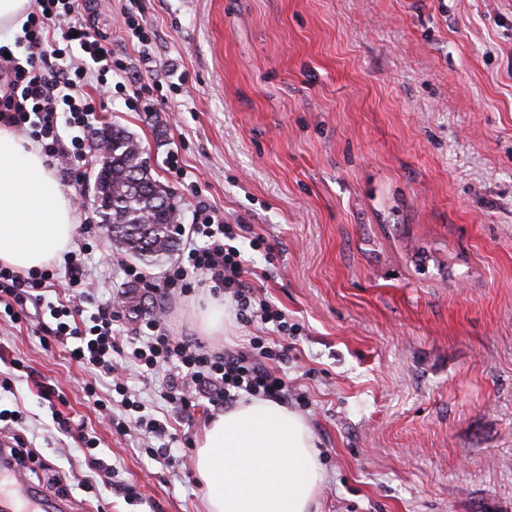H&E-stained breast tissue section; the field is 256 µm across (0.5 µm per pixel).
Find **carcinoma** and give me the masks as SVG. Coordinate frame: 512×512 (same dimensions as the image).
Instances as JSON below:
<instances>
[{
    "instance_id": "carcinoma-1",
    "label": "carcinoma",
    "mask_w": 512,
    "mask_h": 512,
    "mask_svg": "<svg viewBox=\"0 0 512 512\" xmlns=\"http://www.w3.org/2000/svg\"><path fill=\"white\" fill-rule=\"evenodd\" d=\"M109 163L93 170L94 202L101 224L120 251L145 264L158 263L179 246L181 224L170 193L151 175L134 135L119 125L95 132Z\"/></svg>"
}]
</instances>
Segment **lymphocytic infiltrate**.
<instances>
[{
  "mask_svg": "<svg viewBox=\"0 0 512 512\" xmlns=\"http://www.w3.org/2000/svg\"><path fill=\"white\" fill-rule=\"evenodd\" d=\"M81 7L82 0H34L23 26L24 61L11 58L0 67V124L27 133L48 158L73 163L84 158V140L75 136L64 141L61 128L89 126L96 105L88 86H105L108 77L119 79L125 72L123 64L102 47L98 34L80 21ZM51 27L63 28L65 46L46 37ZM193 231L202 242L189 249L185 263L171 269L161 295L188 292L187 279L194 273L202 283L230 294L239 311L251 312L261 324L287 333L282 312L255 294L247 282L246 260L231 244L237 236L233 227L202 205L196 211ZM65 270L70 296L66 304L50 310L56 322L52 339L61 344L76 340L77 361L112 373V354L120 341L113 330L115 316L105 304L98 306L89 325H79L80 307L88 296L80 253L66 254ZM56 274L51 266L23 274L1 265L0 306L10 312L18 305L40 304ZM146 327L148 332L140 346L133 348L131 359L150 375L161 365H171L166 392L184 417H192L202 396L215 407L237 401L242 392L255 399L287 402L288 384L275 369L288 359L287 344L272 348L256 338L249 350L226 353L192 338L175 340L156 317L148 319Z\"/></svg>",
  "mask_w": 512,
  "mask_h": 512,
  "instance_id": "f902f5d3",
  "label": "lymphocytic infiltrate"
}]
</instances>
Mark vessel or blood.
<instances>
[{"mask_svg":"<svg viewBox=\"0 0 512 512\" xmlns=\"http://www.w3.org/2000/svg\"><path fill=\"white\" fill-rule=\"evenodd\" d=\"M0 512H68V505L25 481L12 457L0 455Z\"/></svg>","mask_w":512,"mask_h":512,"instance_id":"vessel-or-blood-1","label":"vessel or blood"}]
</instances>
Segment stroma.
<instances>
[{
  "mask_svg": "<svg viewBox=\"0 0 512 512\" xmlns=\"http://www.w3.org/2000/svg\"><path fill=\"white\" fill-rule=\"evenodd\" d=\"M147 47L131 40L129 0H90L86 17L129 77L93 127L137 137L173 194L182 236L204 204L225 223L252 283L288 320V407L309 424L324 480L317 512H512V0H138ZM177 155L182 167L168 166ZM86 154L61 182L93 224L82 250L86 314L109 304L123 338L112 362L165 439L118 432L130 418L111 377H90L55 322L0 312V442L25 441L22 476L72 512H205L194 469L151 456L196 448L212 406L180 417L163 373L130 360L145 318L175 339L239 351L273 325L225 300L223 332L197 321L212 292L141 293L131 257L95 213ZM262 237L251 248L253 237ZM53 385L56 402L40 384ZM94 436L87 452L55 415ZM111 464L110 475L89 459ZM88 482L89 491L79 489Z\"/></svg>",
  "mask_w": 512,
  "mask_h": 512,
  "instance_id": "1",
  "label": "stroma"
}]
</instances>
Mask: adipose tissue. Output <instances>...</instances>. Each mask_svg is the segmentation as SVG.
Masks as SVG:
<instances>
[{
    "mask_svg": "<svg viewBox=\"0 0 512 512\" xmlns=\"http://www.w3.org/2000/svg\"><path fill=\"white\" fill-rule=\"evenodd\" d=\"M75 208L40 150L0 125V264L18 271L61 255ZM311 429L273 401L242 403L212 419L195 450L206 512H310L323 475Z\"/></svg>",
    "mask_w": 512,
    "mask_h": 512,
    "instance_id": "1",
    "label": "adipose tissue"
}]
</instances>
